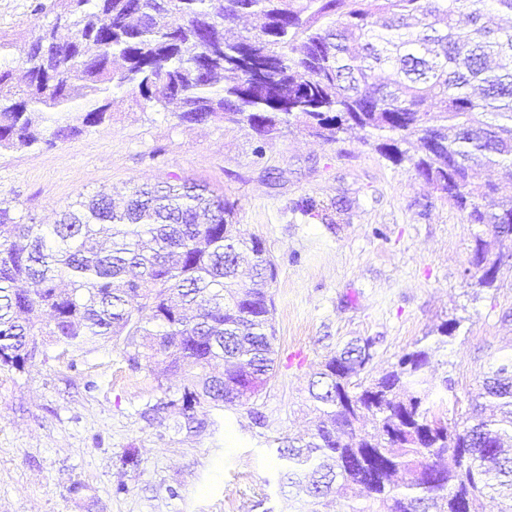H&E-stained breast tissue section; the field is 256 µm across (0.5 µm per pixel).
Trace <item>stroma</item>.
Instances as JSON below:
<instances>
[{
	"mask_svg": "<svg viewBox=\"0 0 512 512\" xmlns=\"http://www.w3.org/2000/svg\"><path fill=\"white\" fill-rule=\"evenodd\" d=\"M36 2L0 0V67L17 76L46 21ZM111 112L54 145L1 151L0 200L47 226L82 193L174 174L208 183L277 265V372L248 405L198 407L206 426L195 433L175 407L143 417L177 398L178 378L132 369L109 342L65 353L45 341L25 369L0 368V512H85L89 501L97 512H317L284 483L277 450L311 428L307 380L326 356L372 340L364 374L375 377L457 321L428 378L431 404L461 417L493 361L512 354V267L476 286L474 226L362 132L325 143L290 128L261 145L248 126L183 123L123 92ZM304 197L330 205V221L303 215Z\"/></svg>",
	"mask_w": 512,
	"mask_h": 512,
	"instance_id": "1",
	"label": "stroma"
}]
</instances>
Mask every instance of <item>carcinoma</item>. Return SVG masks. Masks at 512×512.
Listing matches in <instances>:
<instances>
[{
	"mask_svg": "<svg viewBox=\"0 0 512 512\" xmlns=\"http://www.w3.org/2000/svg\"><path fill=\"white\" fill-rule=\"evenodd\" d=\"M499 12L512 0H69L66 30L51 21L31 36L25 85L0 69V149L102 124L117 90L265 139L296 126L333 143L358 128L477 226L471 267L491 288L498 276L478 264L512 252V195L472 171L512 167V26ZM244 16L259 24L235 31ZM298 208L327 218L312 197ZM233 219L224 197L176 175L133 187L120 207L82 195L49 231L0 200V366L31 363L44 336L65 352L110 341L132 368L181 377L180 401L153 411L180 407L189 431L204 428V403H248L273 376L277 266ZM361 350L313 373L309 440L277 449L290 484L325 508L353 492L384 512L512 499V356L482 378L496 412L450 422L428 402L431 349L369 380Z\"/></svg>",
	"mask_w": 512,
	"mask_h": 512,
	"instance_id": "obj_1",
	"label": "carcinoma"
}]
</instances>
